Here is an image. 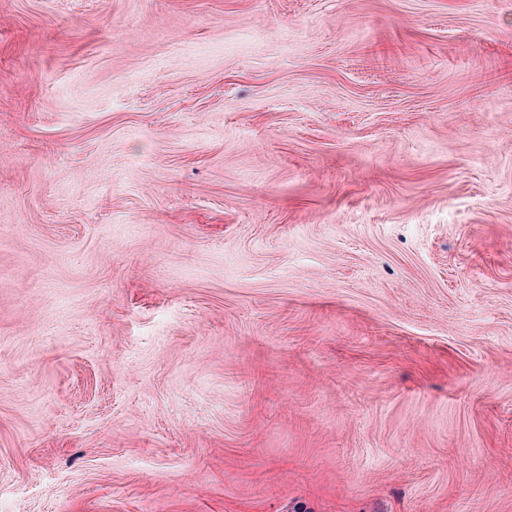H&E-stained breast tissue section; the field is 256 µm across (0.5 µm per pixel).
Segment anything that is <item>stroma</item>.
<instances>
[{
	"mask_svg": "<svg viewBox=\"0 0 512 512\" xmlns=\"http://www.w3.org/2000/svg\"><path fill=\"white\" fill-rule=\"evenodd\" d=\"M0 512H512V0H0Z\"/></svg>",
	"mask_w": 512,
	"mask_h": 512,
	"instance_id": "obj_1",
	"label": "stroma"
}]
</instances>
